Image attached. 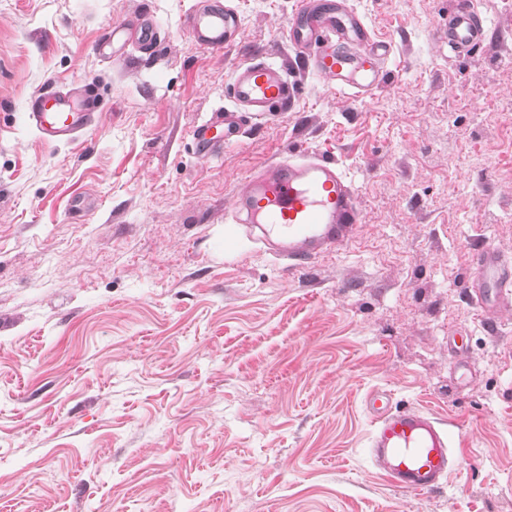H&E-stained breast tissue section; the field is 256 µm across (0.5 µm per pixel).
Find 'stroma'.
I'll list each match as a JSON object with an SVG mask.
<instances>
[{"label": "stroma", "instance_id": "stroma-1", "mask_svg": "<svg viewBox=\"0 0 512 512\" xmlns=\"http://www.w3.org/2000/svg\"><path fill=\"white\" fill-rule=\"evenodd\" d=\"M197 0H0V512H512V306L487 327L472 257H512V0L450 54L454 0H346L393 46L339 93L288 43L296 0H228L232 45L195 43ZM150 14L154 50L97 51ZM291 63L294 107L201 158L195 131L254 53ZM93 85L97 121L45 142L46 87ZM336 161L361 222L303 268L224 250L248 177ZM372 389L453 435L448 483L391 486L365 448Z\"/></svg>", "mask_w": 512, "mask_h": 512}]
</instances>
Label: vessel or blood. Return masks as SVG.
<instances>
[{
    "instance_id": "1",
    "label": "vessel or blood",
    "mask_w": 512,
    "mask_h": 512,
    "mask_svg": "<svg viewBox=\"0 0 512 512\" xmlns=\"http://www.w3.org/2000/svg\"><path fill=\"white\" fill-rule=\"evenodd\" d=\"M477 0H455L448 13V49L468 53L485 38L488 26ZM187 25L201 45L223 48L230 43L237 17L224 0L193 9ZM153 24L113 25L112 41L101 54L121 56L132 44L146 48L156 40ZM292 47L304 53L311 73L341 92L368 93L384 83L388 44L376 41L358 14L340 0H298L288 24ZM234 106L217 114L196 132V149L209 157L240 144L248 122L270 112H284L297 96L283 64L256 55L238 66L230 83ZM92 95L76 100L46 88L31 95L25 116L47 141H74L96 119ZM361 221L355 191L346 173L324 157L283 160L253 173L238 194L234 225L224 237L225 252L243 237L261 241L289 265L300 267L339 251ZM471 297L485 323L496 324L499 312L512 305V261L486 245L473 256ZM372 430L367 454L373 466L396 488L416 493L440 489L450 472L452 436L425 411L398 407L388 390L364 397Z\"/></svg>"
}]
</instances>
